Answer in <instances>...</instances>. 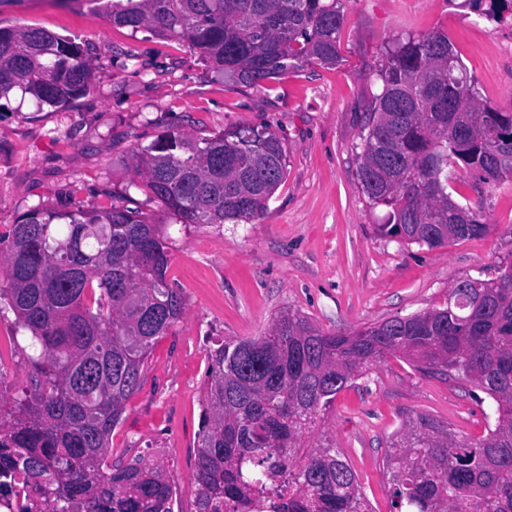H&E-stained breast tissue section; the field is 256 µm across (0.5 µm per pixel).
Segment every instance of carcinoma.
Masks as SVG:
<instances>
[{
	"label": "carcinoma",
	"mask_w": 512,
	"mask_h": 512,
	"mask_svg": "<svg viewBox=\"0 0 512 512\" xmlns=\"http://www.w3.org/2000/svg\"><path fill=\"white\" fill-rule=\"evenodd\" d=\"M115 26L177 39L242 85L309 63L334 66L343 0H90ZM488 22L512 0H460ZM361 130L357 177L387 208L379 231L435 248L484 235L481 208L453 197L512 176V109L483 97L448 34L384 47ZM85 50L39 27L0 26V98L70 107L89 89ZM150 196L184 224L256 223L287 175L283 138L266 125L207 138L179 131L139 146ZM469 173L466 180L458 169ZM106 209L35 208L0 233V318L29 369L16 397L0 376V475L26 479L42 512H173L163 461L108 464L112 432L139 389L155 343L183 316L167 281L169 241L127 192ZM423 377L467 384L488 402L473 437L427 414L385 454L391 512H512V258L491 280L453 284L439 306L347 333L298 313L258 338L208 353L196 446L195 512H373L333 440L305 444L336 395L388 357Z\"/></svg>",
	"instance_id": "carcinoma-1"
}]
</instances>
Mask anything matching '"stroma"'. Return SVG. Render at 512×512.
Segmentation results:
<instances>
[{
    "label": "stroma",
    "mask_w": 512,
    "mask_h": 512,
    "mask_svg": "<svg viewBox=\"0 0 512 512\" xmlns=\"http://www.w3.org/2000/svg\"><path fill=\"white\" fill-rule=\"evenodd\" d=\"M341 61L259 86L225 79L184 43L112 26L87 0H0V24L37 26L87 51L88 94L69 109L32 97L0 99V233L29 210L102 208L129 190L146 219L172 238L167 278L184 316L160 338L139 391L112 433L109 463L155 454L183 488L174 512H194L193 471L207 353L227 338L267 333L284 311L345 332L441 304L448 285L493 279L512 254V180L484 187L489 231L428 249L381 235L386 211L357 178V146L392 38L448 35L482 94L512 108V22H487L451 0H344ZM267 125L288 150L284 183L255 224H184L133 188V161L170 131L194 138ZM427 413L462 434L484 430L468 390L421 377L395 358L338 393L324 428L357 473L373 512H389L383 458L391 435Z\"/></svg>",
    "instance_id": "obj_1"
}]
</instances>
